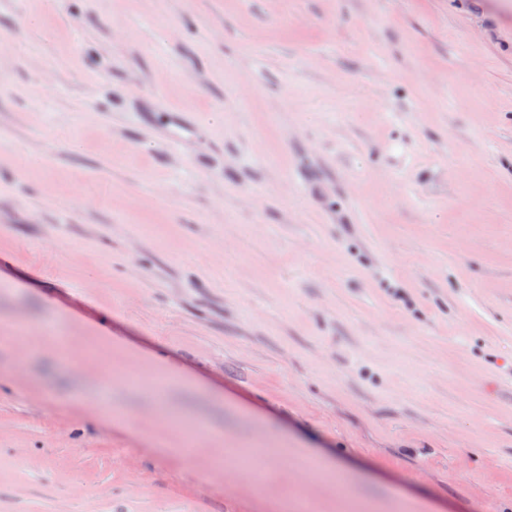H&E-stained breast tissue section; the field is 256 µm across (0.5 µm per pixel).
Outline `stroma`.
<instances>
[{"mask_svg":"<svg viewBox=\"0 0 512 512\" xmlns=\"http://www.w3.org/2000/svg\"><path fill=\"white\" fill-rule=\"evenodd\" d=\"M0 512H512V0H0Z\"/></svg>","mask_w":512,"mask_h":512,"instance_id":"obj_1","label":"stroma"}]
</instances>
